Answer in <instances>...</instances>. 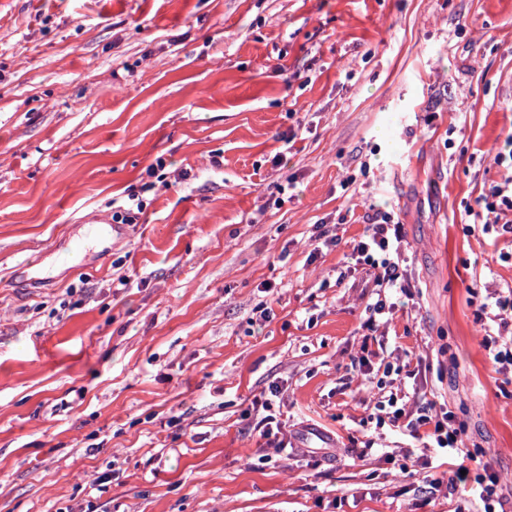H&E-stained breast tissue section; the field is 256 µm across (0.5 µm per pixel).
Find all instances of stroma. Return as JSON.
Returning <instances> with one entry per match:
<instances>
[{"label": "stroma", "instance_id": "35a3bbf8", "mask_svg": "<svg viewBox=\"0 0 512 512\" xmlns=\"http://www.w3.org/2000/svg\"><path fill=\"white\" fill-rule=\"evenodd\" d=\"M511 136L512 0H0V512H476L366 420L375 209L415 299L384 359H442L416 386L512 512V366L475 319L512 239L466 214ZM133 194L138 222L74 261ZM274 385L297 440L263 464L246 410Z\"/></svg>", "mask_w": 512, "mask_h": 512}]
</instances>
